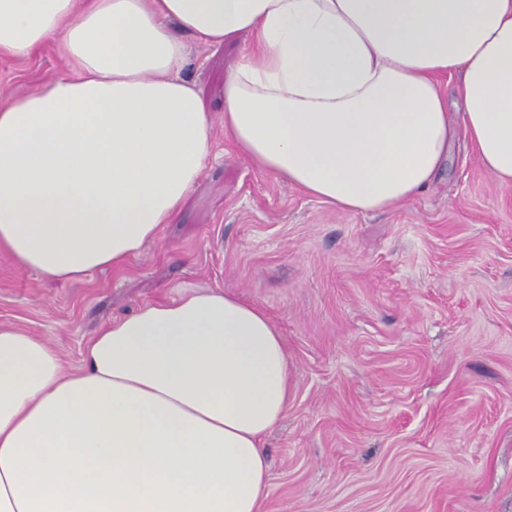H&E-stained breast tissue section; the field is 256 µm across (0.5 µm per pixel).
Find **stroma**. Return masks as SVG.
Segmentation results:
<instances>
[{"label": "stroma", "instance_id": "obj_1", "mask_svg": "<svg viewBox=\"0 0 512 512\" xmlns=\"http://www.w3.org/2000/svg\"><path fill=\"white\" fill-rule=\"evenodd\" d=\"M246 41L191 45L181 76L214 132L181 209L119 270L54 282L0 254V322L80 367L101 326L199 289L281 330L293 371L263 446V512H512V183L456 139L434 183L341 211L253 168L224 135ZM54 48L0 56V104L65 72Z\"/></svg>", "mask_w": 512, "mask_h": 512}]
</instances>
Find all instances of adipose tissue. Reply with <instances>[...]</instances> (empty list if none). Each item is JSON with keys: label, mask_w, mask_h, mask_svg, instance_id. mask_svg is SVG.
<instances>
[{"label": "adipose tissue", "mask_w": 512, "mask_h": 512, "mask_svg": "<svg viewBox=\"0 0 512 512\" xmlns=\"http://www.w3.org/2000/svg\"><path fill=\"white\" fill-rule=\"evenodd\" d=\"M242 39L224 132L258 170L387 210L460 129L512 182V0H0V54L52 43L71 70L0 106V252L63 282L139 255L209 154L187 44ZM291 390L277 325L221 290L113 320L74 372L0 324V512H261Z\"/></svg>", "instance_id": "obj_1"}]
</instances>
